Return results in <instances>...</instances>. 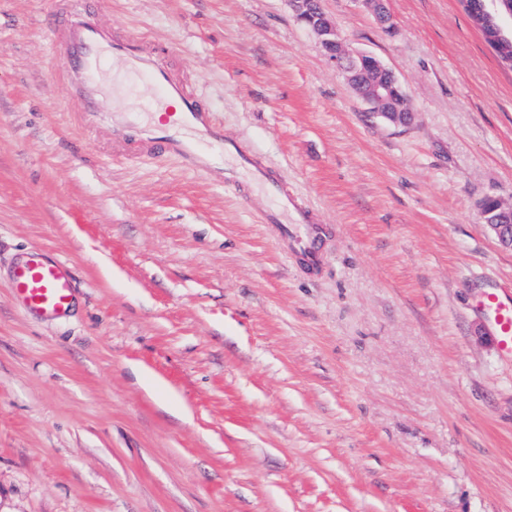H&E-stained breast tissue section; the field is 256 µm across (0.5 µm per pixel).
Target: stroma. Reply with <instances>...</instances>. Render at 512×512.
<instances>
[{"label": "stroma", "mask_w": 512, "mask_h": 512, "mask_svg": "<svg viewBox=\"0 0 512 512\" xmlns=\"http://www.w3.org/2000/svg\"><path fill=\"white\" fill-rule=\"evenodd\" d=\"M51 0H0V512H512V291L481 202L512 205V68L459 0H322L403 83L371 114L289 0H99L170 48L227 139L322 224L291 255L275 198L112 153L51 53ZM63 315L21 308L30 251ZM19 304L41 314L61 315L68 311L73 293L71 275L63 263L44 259L32 252L14 272ZM479 307L494 323L499 348L512 354V298H502L490 291L481 299Z\"/></svg>", "instance_id": "35a3bbf8"}]
</instances>
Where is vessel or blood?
<instances>
[{
  "mask_svg": "<svg viewBox=\"0 0 512 512\" xmlns=\"http://www.w3.org/2000/svg\"><path fill=\"white\" fill-rule=\"evenodd\" d=\"M96 0H60L53 15L55 54L65 60L67 82L80 85L91 112L112 109L119 88L145 87L152 106L172 104V121L154 124L127 115L112 120V149L125 157H172L190 172L207 175L212 182L235 186L242 176L274 192L278 207L266 215L277 225L290 248L308 262H316L318 228L308 211L289 197L282 181L271 176L253 156L226 140L211 112L191 89L187 76L169 58L135 37L116 38L112 27L96 16ZM224 154L223 166H214L211 149ZM19 304L41 314L68 311L73 293L71 275L63 263L32 252L14 272ZM479 307L493 321L500 349L512 354V299L488 292Z\"/></svg>",
  "mask_w": 512,
  "mask_h": 512,
  "instance_id": "vessel-or-blood-1",
  "label": "vessel or blood"
}]
</instances>
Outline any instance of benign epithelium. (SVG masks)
Wrapping results in <instances>:
<instances>
[{"instance_id":"obj_1","label":"benign epithelium","mask_w":512,"mask_h":512,"mask_svg":"<svg viewBox=\"0 0 512 512\" xmlns=\"http://www.w3.org/2000/svg\"><path fill=\"white\" fill-rule=\"evenodd\" d=\"M297 20L314 33L336 67L343 71L356 95L373 114L392 125H405L412 116L406 93L395 74L377 57L348 48L335 23L323 12L320 0H289ZM386 0H368L379 24L392 31ZM495 199L482 202L484 223L498 244L512 250V207H502L491 215Z\"/></svg>"}]
</instances>
